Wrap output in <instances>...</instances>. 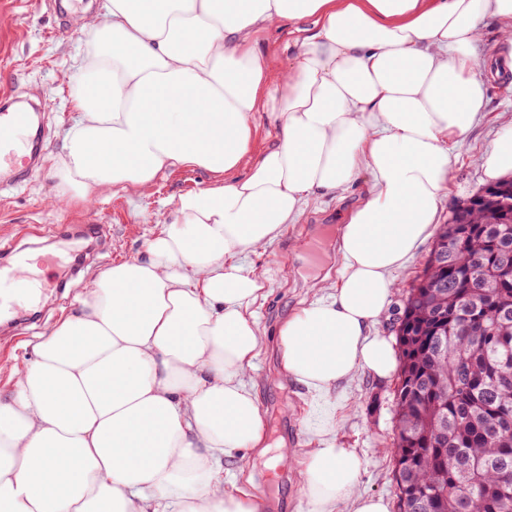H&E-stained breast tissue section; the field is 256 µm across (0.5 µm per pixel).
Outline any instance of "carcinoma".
Here are the masks:
<instances>
[{
  "label": "carcinoma",
  "mask_w": 512,
  "mask_h": 512,
  "mask_svg": "<svg viewBox=\"0 0 512 512\" xmlns=\"http://www.w3.org/2000/svg\"><path fill=\"white\" fill-rule=\"evenodd\" d=\"M396 336L398 512H512V180L439 228Z\"/></svg>",
  "instance_id": "1"
}]
</instances>
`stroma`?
Segmentation results:
<instances>
[{"instance_id": "stroma-1", "label": "stroma", "mask_w": 512, "mask_h": 512, "mask_svg": "<svg viewBox=\"0 0 512 512\" xmlns=\"http://www.w3.org/2000/svg\"><path fill=\"white\" fill-rule=\"evenodd\" d=\"M99 2L79 0L75 12L63 20L48 9V0H26L22 5L16 0H0V93L12 91L50 105L42 115L46 141L41 165L24 182L0 186V236L17 231L34 234L53 224H97L105 239L100 253L79 273L63 297H52L44 303L37 326L41 333L62 313L74 308L90 273L143 256L148 240L170 220L172 198L198 190L210 181L209 173L203 170L166 171L143 192L116 186L96 191L88 207L75 201L62 209L51 205L50 199L59 185L55 162L62 151L64 132L77 117L70 99V81L76 73L75 62L90 37L87 24L95 15L93 7ZM292 28L291 22H277L262 42L270 82L279 81L296 52ZM511 124L512 82L486 77L484 111L453 149L452 183L440 203L438 223H447L460 204L486 187L480 160L502 129ZM370 187L371 177L364 173L337 194L309 199L296 224L282 238L243 255V262L258 268L264 277V296L254 309L268 335H275L280 323L318 298V279L338 278L341 256L336 227ZM431 247V241H423L403 267L391 272L395 288L389 307L370 327V335L396 343L406 291L421 274ZM27 339L24 333L0 337L1 390L13 387L28 362ZM252 373L257 379L256 392L271 448L284 442L279 434L284 418L296 423L299 434L298 442L291 446L286 478L271 479L267 459L259 454L253 456L248 472L229 474L231 480L267 503L266 512H309L300 471L306 455L324 434L335 438L339 447L354 448L361 454L362 493L396 503L394 463L388 449L395 438L397 375L357 373L333 391L338 408L333 418L325 422L306 387L283 371L276 345H269L254 359Z\"/></svg>"}]
</instances>
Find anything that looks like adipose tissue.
<instances>
[{"label": "adipose tissue", "instance_id": "ef3b65f1", "mask_svg": "<svg viewBox=\"0 0 512 512\" xmlns=\"http://www.w3.org/2000/svg\"><path fill=\"white\" fill-rule=\"evenodd\" d=\"M489 16L494 67L512 73V0H103L71 85L58 198L144 190L165 170L212 180L174 199L142 257L89 277L0 392V512H261L224 486L264 439L248 376L264 284L240 256L368 172L373 190L340 228L339 280L279 326L278 351L319 394L391 373V345L367 331L389 272L436 222L452 144L484 110L472 47ZM280 20L296 23L298 51L274 85L258 35ZM262 100L276 128L254 158ZM362 470L356 449H312L310 512H390L359 493Z\"/></svg>", "mask_w": 512, "mask_h": 512}]
</instances>
